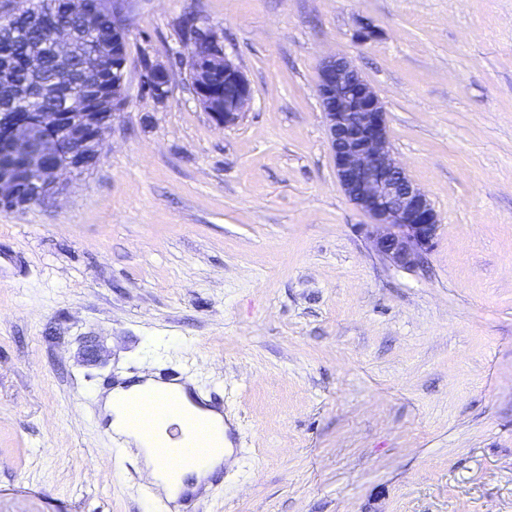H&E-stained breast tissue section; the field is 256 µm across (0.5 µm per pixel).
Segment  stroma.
Instances as JSON below:
<instances>
[{"label":"stroma","instance_id":"35a3bbf8","mask_svg":"<svg viewBox=\"0 0 512 512\" xmlns=\"http://www.w3.org/2000/svg\"><path fill=\"white\" fill-rule=\"evenodd\" d=\"M133 3L100 159L0 210V512H170L100 398L171 370L235 428L194 512H512V0ZM189 13L251 85L237 126L187 69L164 101L141 90ZM336 53L438 213L419 269L377 255L336 180L316 93Z\"/></svg>","mask_w":512,"mask_h":512}]
</instances>
